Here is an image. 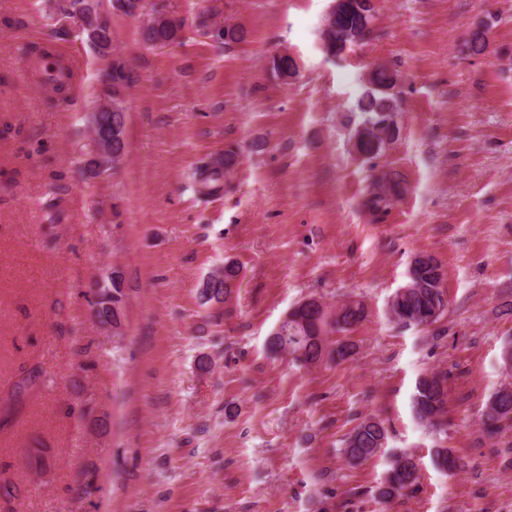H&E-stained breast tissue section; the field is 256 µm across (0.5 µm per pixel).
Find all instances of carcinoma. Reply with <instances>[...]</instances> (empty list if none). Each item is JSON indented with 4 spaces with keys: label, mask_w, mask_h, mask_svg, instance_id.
<instances>
[{
    "label": "carcinoma",
    "mask_w": 512,
    "mask_h": 512,
    "mask_svg": "<svg viewBox=\"0 0 512 512\" xmlns=\"http://www.w3.org/2000/svg\"><path fill=\"white\" fill-rule=\"evenodd\" d=\"M145 0H62L59 9L71 18H84L89 29L85 35L102 57L112 54V28L108 14L115 9L126 15H139L144 9ZM355 0H334V5L326 17L322 32L323 47L333 56L346 46L370 38L373 29L374 8H368L365 17L354 7ZM197 26L205 34L213 28L222 30L220 43L229 46L244 39L245 32L236 27L221 26L209 22L207 12L198 16ZM184 28V21L166 11L160 4H152L147 19L141 29L143 43L153 47H165L178 42ZM487 29L476 28L465 41L466 50L471 56L485 53L488 48ZM272 72L281 79L298 74L295 59L282 53L273 57ZM127 76L125 65L112 61L105 70L103 82L105 97L93 108L90 116L94 157L88 168L93 174H100L117 165L126 151L124 123L112 129V141L101 136L98 121H107L112 114H124V93ZM396 78L391 67L381 64L368 75V87L358 100V110L362 113L361 123L351 132L353 151L359 157L374 159L382 155L385 148L398 136L396 114L398 97L395 93ZM233 171V154L227 153L221 163L203 164L196 170L197 192L201 196H211L224 191ZM403 188L399 181L379 177L372 182L365 206L373 211L390 205V201L401 195ZM240 268L228 262L224 269L212 273L200 288V297L206 302H224L240 279ZM444 272L441 264L431 255L414 258L409 269L408 281L397 289L389 302V314L404 325L426 326L439 321L447 310L443 291ZM96 317L101 323L116 327L121 323L122 294L121 278L114 273L110 281L95 282L93 289ZM367 318L366 306L361 300L348 299L331 309L318 299L311 304H303L288 313L284 322V333L268 337L267 351L277 356L286 353L304 366H312L326 360L343 361L350 356V345L339 338L363 323ZM338 339L331 340L332 336ZM446 376L432 373L422 377L412 399L416 419L437 428L445 425L444 415L448 408V387ZM505 423H512V385L504 384L486 400L483 411L485 430L496 433ZM388 430L383 420L369 416L364 418L343 439L341 453L352 466L366 462L386 447ZM419 463L413 455L403 452L396 455L388 471L385 487L379 493L383 499L406 490L418 483Z\"/></svg>",
    "instance_id": "obj_1"
}]
</instances>
